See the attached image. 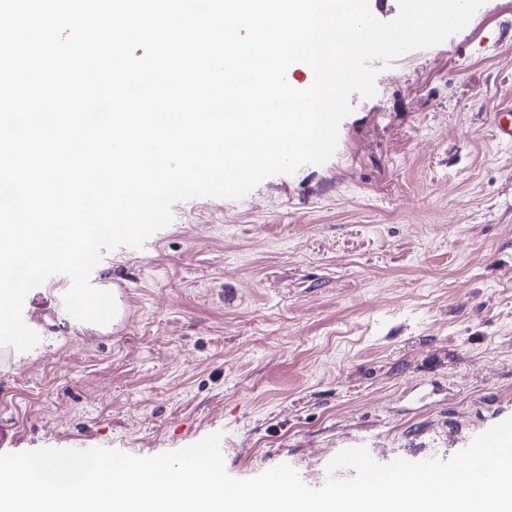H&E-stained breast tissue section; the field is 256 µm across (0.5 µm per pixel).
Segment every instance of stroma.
Segmentation results:
<instances>
[{
    "label": "stroma",
    "instance_id": "stroma-1",
    "mask_svg": "<svg viewBox=\"0 0 512 512\" xmlns=\"http://www.w3.org/2000/svg\"><path fill=\"white\" fill-rule=\"evenodd\" d=\"M352 95L333 157L238 200L198 197L92 284L123 322L25 298L37 355L0 346V454L153 457L221 434L227 472L291 465L320 487L340 450L446 460L512 417V0Z\"/></svg>",
    "mask_w": 512,
    "mask_h": 512
}]
</instances>
